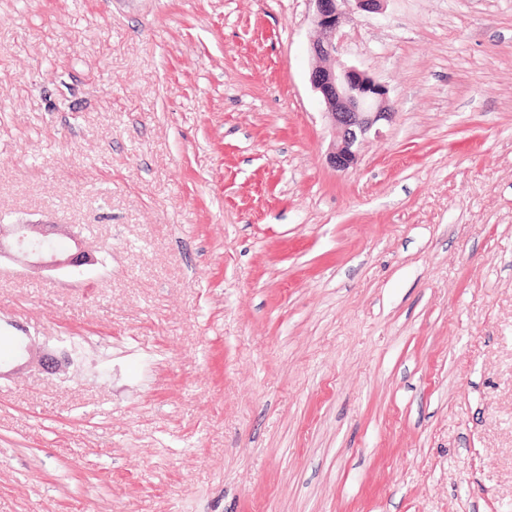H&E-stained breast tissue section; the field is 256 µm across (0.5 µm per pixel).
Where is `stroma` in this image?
Returning <instances> with one entry per match:
<instances>
[{
  "instance_id": "stroma-1",
  "label": "stroma",
  "mask_w": 512,
  "mask_h": 512,
  "mask_svg": "<svg viewBox=\"0 0 512 512\" xmlns=\"http://www.w3.org/2000/svg\"><path fill=\"white\" fill-rule=\"evenodd\" d=\"M312 13L0 0V512H512V0L349 12L345 172ZM384 0H311L312 24L319 32L311 51L319 61L310 75L313 89L325 105L334 139L327 154L328 164L337 171L354 167L368 135L381 122H391L396 114L387 88L356 66L336 65L334 52L345 18V5L354 2L365 12H377ZM57 232V224H14L8 231L0 226V261L3 256H9L32 267L62 271L71 276L80 275L79 268L91 260L83 250L79 235L68 233L69 239L74 243L73 253L72 250L59 251L50 247L57 239ZM7 236H11V243L8 246L4 243Z\"/></svg>"
}]
</instances>
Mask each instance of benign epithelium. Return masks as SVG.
<instances>
[{
    "instance_id": "benign-epithelium-1",
    "label": "benign epithelium",
    "mask_w": 512,
    "mask_h": 512,
    "mask_svg": "<svg viewBox=\"0 0 512 512\" xmlns=\"http://www.w3.org/2000/svg\"><path fill=\"white\" fill-rule=\"evenodd\" d=\"M354 2L365 12L380 10L383 0H311L314 5L312 24L319 32L311 51L319 61L310 75L313 89L325 105L334 139L327 154L328 164L337 171L355 166L363 145L377 125L391 122L395 107L387 88L365 71L345 63H336L334 52L345 18V5ZM55 224H15L8 231L0 226V258L12 256L40 269L62 271L71 276L81 274L80 267L90 258L83 250L78 235L70 232L75 251H59L50 247L56 240Z\"/></svg>"
}]
</instances>
